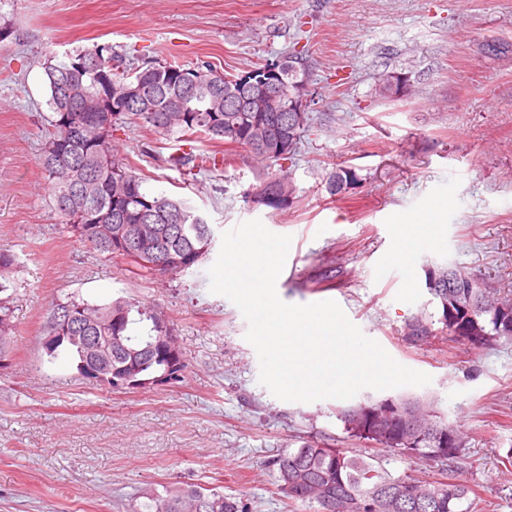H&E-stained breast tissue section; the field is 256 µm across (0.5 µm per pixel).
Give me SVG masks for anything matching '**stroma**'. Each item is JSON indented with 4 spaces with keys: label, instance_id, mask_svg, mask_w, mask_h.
Listing matches in <instances>:
<instances>
[{
    "label": "stroma",
    "instance_id": "1",
    "mask_svg": "<svg viewBox=\"0 0 512 512\" xmlns=\"http://www.w3.org/2000/svg\"><path fill=\"white\" fill-rule=\"evenodd\" d=\"M0 247L18 256L0 293L13 327L0 350V512H126L180 481L241 498L249 512H293L269 460L317 441L375 453L340 418L350 404L408 394L362 389L353 400L286 402L260 384L248 323L209 290L208 257L160 277L83 246L54 209L38 164L50 110L47 61L97 45L139 62H209L238 72L301 44L318 100L291 166L293 204H253L263 167L236 148L233 167L191 180L169 154L224 151L141 127L118 149L145 186L185 199L222 235L261 220L291 236L276 290L289 304L336 301L398 363L431 376L419 395L460 431L454 468L482 512H512V341L474 349L445 336L414 342L408 318L434 312L425 271L452 264L512 293V0H0ZM510 52L485 53L489 44ZM411 72L408 101L380 98L383 67ZM359 181L338 195L337 165ZM454 209L443 208L446 197ZM419 217L428 244L390 282L399 222ZM124 297L154 306L177 337L182 381L113 389L43 348L53 304ZM358 181L355 169L349 166H336L327 182V191L330 195H337Z\"/></svg>",
    "mask_w": 512,
    "mask_h": 512
}]
</instances>
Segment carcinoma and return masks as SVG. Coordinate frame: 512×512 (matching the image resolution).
Listing matches in <instances>:
<instances>
[{"label": "carcinoma", "mask_w": 512, "mask_h": 512, "mask_svg": "<svg viewBox=\"0 0 512 512\" xmlns=\"http://www.w3.org/2000/svg\"><path fill=\"white\" fill-rule=\"evenodd\" d=\"M298 67L286 75L290 83L307 80L302 51ZM83 59L92 69L71 77V61ZM109 75L112 92L119 94L131 79L140 81L144 99L117 112L110 126L91 119L63 95L61 85L75 82L84 98L99 95V70ZM50 115L42 129L44 143L39 166L49 180L55 210L78 241L108 259L122 257L137 269L159 274L193 271L207 256L213 243L209 224L183 199L155 193L144 187L126 158L115 153V132L122 121L142 123L163 136L185 142L198 139L231 143L248 149L257 159L277 170L267 173L264 185L275 183L278 191L265 198L264 206L275 210L290 207L296 188L280 162L294 159L308 122L288 123L286 112H236L234 87L240 74L223 73L208 62L187 66L177 62H148L136 71L110 46H98L73 58L45 67ZM379 96L402 101L416 94L411 72L385 69L375 76ZM176 97L187 98V107L173 110ZM167 163L190 176L194 169L221 171L230 163L229 154H171ZM358 181L355 169L336 166L327 182L335 196ZM139 232L141 250L148 254L138 261L130 251L124 230ZM437 278L428 289L438 315L417 314L404 325V335L416 341L449 336L474 346L501 338L512 339V295L489 288L471 273L454 267L426 271V279ZM69 312L67 325L50 319L45 351L55 357L66 353L79 375L90 374L93 365L83 358L81 342L73 336L96 338L112 348L107 381L113 389H137L155 382L178 380L186 365L181 352L159 346L166 335L165 320L148 306L125 298L106 304L69 300L56 304L53 312ZM12 310L0 301V345L6 342ZM65 338H60V335ZM416 427L407 432L402 410L392 412L395 422L369 419L360 406L342 413L352 436L373 442L397 456L422 457L439 466L442 479L421 481L406 473L394 474L384 461L346 448H324L309 441L295 450H284L270 461L278 492L292 504L311 512H472L468 485L455 474L452 464L460 458L464 439L460 432L438 416L425 399L412 404ZM130 512H246L235 497L196 484L173 482L144 503H133Z\"/></svg>", "instance_id": "carcinoma-1"}]
</instances>
